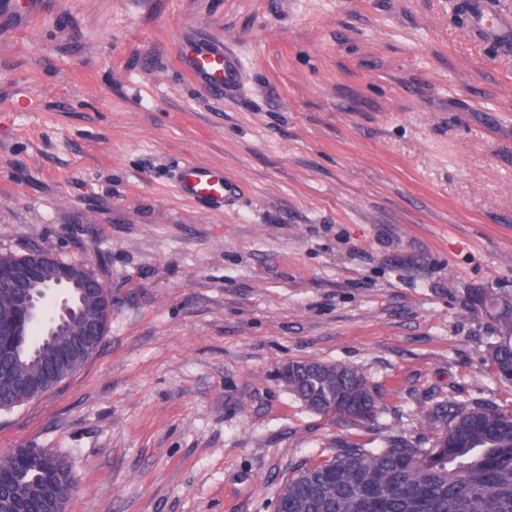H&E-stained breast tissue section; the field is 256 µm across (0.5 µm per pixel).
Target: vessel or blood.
I'll return each mask as SVG.
<instances>
[{
    "label": "vessel or blood",
    "instance_id": "obj_1",
    "mask_svg": "<svg viewBox=\"0 0 512 512\" xmlns=\"http://www.w3.org/2000/svg\"><path fill=\"white\" fill-rule=\"evenodd\" d=\"M455 19L479 45L512 50V12L505 10L500 0H464ZM182 63L190 75L218 94L237 77V62L221 41L189 43ZM176 188L181 198L208 210L223 209L231 194L223 170L202 161L181 167Z\"/></svg>",
    "mask_w": 512,
    "mask_h": 512
}]
</instances>
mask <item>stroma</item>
<instances>
[{"label": "stroma", "mask_w": 512, "mask_h": 512, "mask_svg": "<svg viewBox=\"0 0 512 512\" xmlns=\"http://www.w3.org/2000/svg\"><path fill=\"white\" fill-rule=\"evenodd\" d=\"M455 0H42L0 22V254L86 265L103 341L0 411V457L44 448L68 512H274L337 440L428 447L438 400L512 405L476 294L512 298V53ZM229 42L213 95L185 37ZM223 168V211L179 166ZM363 373L367 424L308 410L283 364ZM178 195L208 210L224 209L232 193L224 180V171L202 161H191L183 165L176 179Z\"/></svg>", "instance_id": "1"}]
</instances>
